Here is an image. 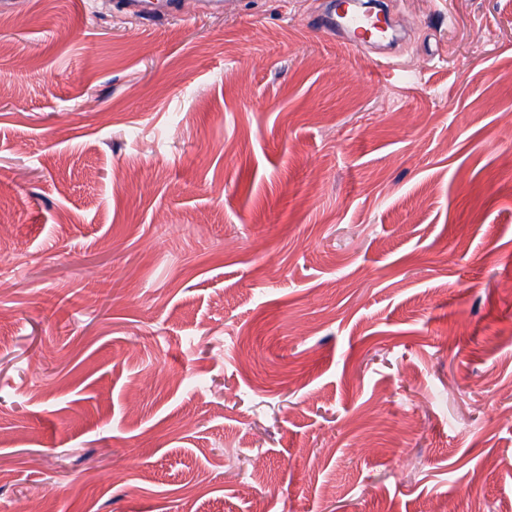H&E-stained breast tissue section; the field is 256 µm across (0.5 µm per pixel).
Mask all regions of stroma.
Masks as SVG:
<instances>
[{
  "instance_id": "1",
  "label": "stroma",
  "mask_w": 512,
  "mask_h": 512,
  "mask_svg": "<svg viewBox=\"0 0 512 512\" xmlns=\"http://www.w3.org/2000/svg\"><path fill=\"white\" fill-rule=\"evenodd\" d=\"M153 2L0 11V512H498L512 0ZM315 27L318 31L327 35H338L339 30H348L351 33L346 45L353 50H358L373 35L377 28L376 23L370 17L362 13H347L341 21L336 20V2L330 10L317 17Z\"/></svg>"
}]
</instances>
